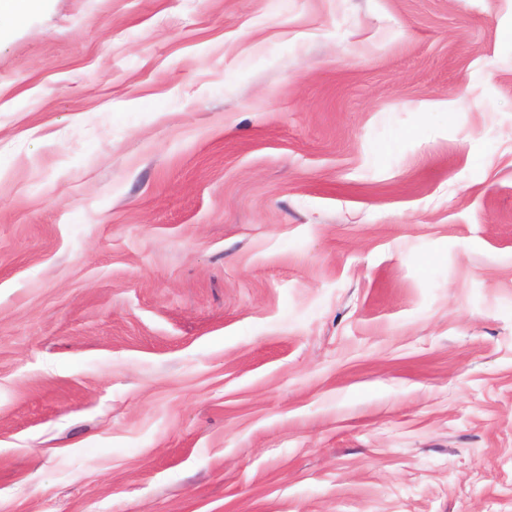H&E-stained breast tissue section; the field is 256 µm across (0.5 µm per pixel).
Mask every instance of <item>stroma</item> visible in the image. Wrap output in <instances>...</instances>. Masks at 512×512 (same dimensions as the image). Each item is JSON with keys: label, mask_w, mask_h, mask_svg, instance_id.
Segmentation results:
<instances>
[{"label": "stroma", "mask_w": 512, "mask_h": 512, "mask_svg": "<svg viewBox=\"0 0 512 512\" xmlns=\"http://www.w3.org/2000/svg\"><path fill=\"white\" fill-rule=\"evenodd\" d=\"M0 512H512V0L11 23Z\"/></svg>", "instance_id": "1"}]
</instances>
